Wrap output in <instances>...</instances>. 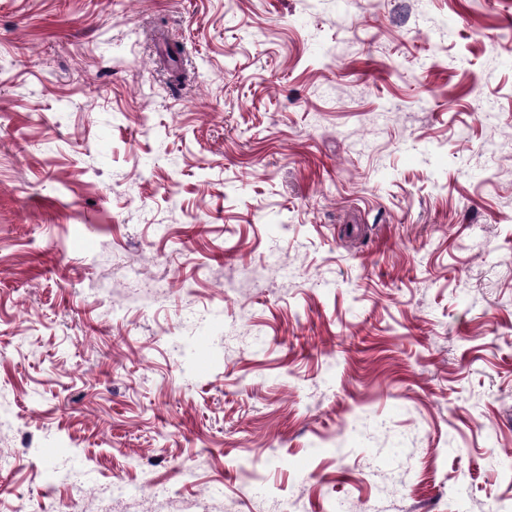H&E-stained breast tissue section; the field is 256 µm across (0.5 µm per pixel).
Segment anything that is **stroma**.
<instances>
[{
  "mask_svg": "<svg viewBox=\"0 0 512 512\" xmlns=\"http://www.w3.org/2000/svg\"><path fill=\"white\" fill-rule=\"evenodd\" d=\"M512 512V0H0V512Z\"/></svg>",
  "mask_w": 512,
  "mask_h": 512,
  "instance_id": "1",
  "label": "stroma"
}]
</instances>
